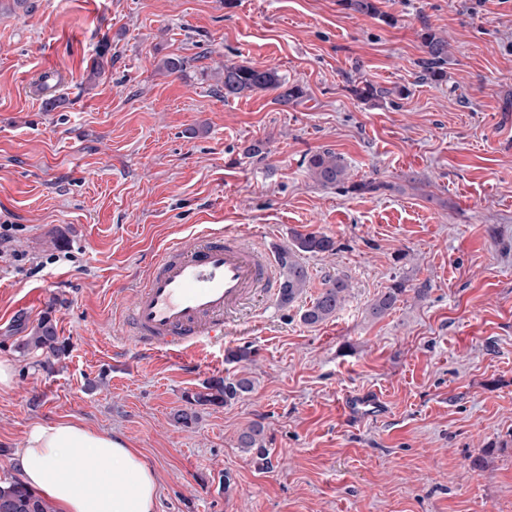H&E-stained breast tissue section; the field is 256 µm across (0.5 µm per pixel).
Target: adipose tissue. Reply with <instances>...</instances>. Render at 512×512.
<instances>
[{
	"label": "adipose tissue",
	"mask_w": 512,
	"mask_h": 512,
	"mask_svg": "<svg viewBox=\"0 0 512 512\" xmlns=\"http://www.w3.org/2000/svg\"><path fill=\"white\" fill-rule=\"evenodd\" d=\"M15 466L49 512H155V471L106 430L77 421L32 425Z\"/></svg>",
	"instance_id": "1"
}]
</instances>
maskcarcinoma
<instances>
[{
    "label": "carcinoma",
    "mask_w": 512,
    "mask_h": 512,
    "mask_svg": "<svg viewBox=\"0 0 512 512\" xmlns=\"http://www.w3.org/2000/svg\"><path fill=\"white\" fill-rule=\"evenodd\" d=\"M343 5L358 13L377 16L379 9L375 0H342ZM424 57L418 61L423 76L441 82L447 77L445 65L448 64V42L436 36L430 30L421 34ZM224 97H239L244 94L272 91L276 93L274 101L281 106L298 102L304 95L302 87L293 85L274 67H258L244 63L224 64ZM356 97L365 103L374 102L391 94V91L371 81L362 82L355 88ZM310 177L322 186H336L347 192L365 195L375 194L386 189V185L374 179L348 183V164L345 158L332 149H324L312 154L307 160ZM335 250L333 239L319 231H295L291 243L280 249L278 264L282 271L279 299L283 306L294 303L303 293L310 279L308 267L303 262L307 254L316 255ZM350 285L342 277H331L325 287L301 315L307 325L323 323L336 315L341 309ZM406 280L394 282L381 293L369 307L374 318L387 315L404 296ZM22 354L39 352L44 355L42 368L49 371L54 362L67 353V347L57 333L51 315H45L18 345ZM253 390V382L247 377L212 379L204 389L187 396V402L196 407L226 406ZM238 445L253 455L261 469L272 467L270 451L266 448L264 427L254 423L243 429L238 435ZM0 512H48L42 498L27 489L19 481L0 484Z\"/></svg>",
    "instance_id": "1"
}]
</instances>
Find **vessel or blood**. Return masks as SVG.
<instances>
[{"label":"vessel or blood","instance_id":"1","mask_svg":"<svg viewBox=\"0 0 512 512\" xmlns=\"http://www.w3.org/2000/svg\"><path fill=\"white\" fill-rule=\"evenodd\" d=\"M277 284L269 252L242 236L210 231L164 248L122 317L143 354L220 347L233 315L252 293L275 296ZM342 407L358 422L379 411L381 402L373 394H354Z\"/></svg>","mask_w":512,"mask_h":512}]
</instances>
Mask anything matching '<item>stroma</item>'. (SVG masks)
<instances>
[{"mask_svg":"<svg viewBox=\"0 0 512 512\" xmlns=\"http://www.w3.org/2000/svg\"><path fill=\"white\" fill-rule=\"evenodd\" d=\"M28 0L0 10V483L36 423L113 431L158 475L156 512H512V0ZM447 39L448 79L419 78L420 35ZM112 61L86 81L100 45ZM179 55L183 72L159 71ZM300 85L227 98L225 62ZM368 79L404 89L362 103ZM57 100L45 111L46 100ZM260 144L262 153L248 149ZM330 148L353 181L315 183ZM271 252L293 231L332 237L308 256L290 306L257 297L223 348L145 356L122 328L154 258L209 230ZM350 290L336 318L301 313L328 277ZM404 277L380 319L369 304ZM45 289L43 304H25ZM52 316L68 347L54 371L17 346ZM245 349L247 360L221 358ZM251 393L175 424L211 378ZM379 395L346 419L344 396ZM264 428L273 467L237 445ZM310 177L322 186H336L359 195L375 194L386 185L374 179L348 183V164L345 158L332 149H324L312 154L307 160Z\"/></svg>","mask_w":512,"mask_h":512,"instance_id":"1","label":"stroma"}]
</instances>
